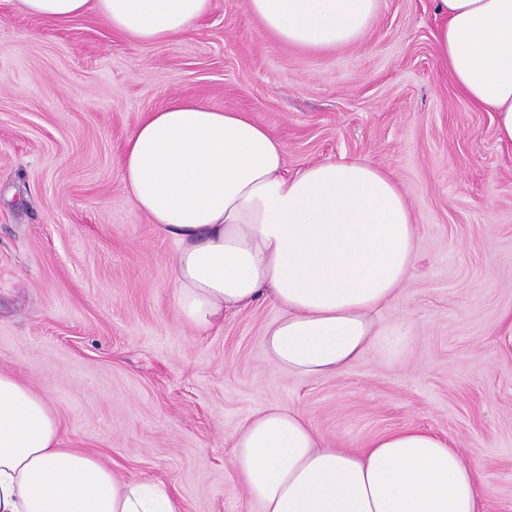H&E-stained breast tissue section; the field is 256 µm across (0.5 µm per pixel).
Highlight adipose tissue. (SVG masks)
Returning <instances> with one entry per match:
<instances>
[{
    "instance_id": "1",
    "label": "adipose tissue",
    "mask_w": 512,
    "mask_h": 512,
    "mask_svg": "<svg viewBox=\"0 0 512 512\" xmlns=\"http://www.w3.org/2000/svg\"><path fill=\"white\" fill-rule=\"evenodd\" d=\"M51 23L92 13L143 44L207 16L212 0H19ZM438 58L459 93L493 112L512 143V0H434ZM282 43L316 53L363 42L379 0H244ZM286 146L249 113L175 99L128 135L121 180L132 208L176 245L175 311L206 328L259 299L281 313L267 360L290 375L333 376L402 330L373 312L409 278L417 226L392 174L359 159L287 174ZM237 474L263 512H480L494 488L447 438L408 427L359 450L325 447L308 417L271 405L233 436ZM0 512H184L161 483L124 481L69 447L54 411L0 371Z\"/></svg>"
}]
</instances>
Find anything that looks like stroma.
<instances>
[{
    "label": "stroma",
    "instance_id": "35a3bbf8",
    "mask_svg": "<svg viewBox=\"0 0 512 512\" xmlns=\"http://www.w3.org/2000/svg\"><path fill=\"white\" fill-rule=\"evenodd\" d=\"M433 0H380L363 43L328 53L212 0L187 33L141 44L93 15L49 24L0 0V370L47 399L71 447L161 482L185 512H262L231 436L270 405L334 448L405 427L448 438L512 512V145L438 60ZM251 113L286 168L356 157L389 170L416 258L379 328L407 330L332 377L268 364L260 300L207 330L176 314L174 242L126 200L129 133L170 100Z\"/></svg>",
    "mask_w": 512,
    "mask_h": 512
}]
</instances>
